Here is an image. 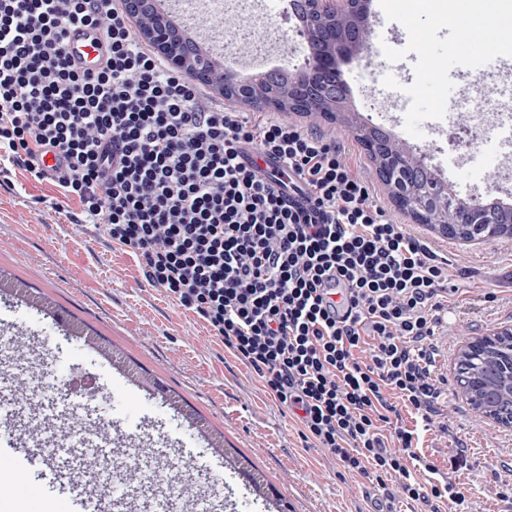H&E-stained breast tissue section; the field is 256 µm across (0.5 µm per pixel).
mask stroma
<instances>
[{"label": "stroma", "instance_id": "obj_1", "mask_svg": "<svg viewBox=\"0 0 512 512\" xmlns=\"http://www.w3.org/2000/svg\"><path fill=\"white\" fill-rule=\"evenodd\" d=\"M384 24L372 27L368 44L348 56L341 71L354 110L348 125L327 124L303 114L310 131L343 141L351 163L368 177L376 170L356 137L360 128L389 124L397 140L424 154L427 164L464 200L484 198L477 176L448 166L459 151L455 130L434 132L437 108L501 112L512 106V43L498 44L487 33L480 47L458 41L438 0H384ZM422 15L421 29L395 36L400 13ZM237 28L251 31L266 45L265 64L296 59L304 45L287 14L278 7L261 10L259 19L238 17ZM496 43V42H495ZM51 183L26 181L0 187V270L54 306L72 313L93 333L94 347L65 340L54 320L36 307L0 295V350L39 337L34 357L10 358L0 375L12 391L0 395V435L24 430L37 416L46 435L62 430V417L82 422L71 432L70 452L80 456L85 430L109 434L127 476L120 486L103 482L105 499L124 496L134 512H154L162 494L181 503L209 495L213 480L224 485L222 512H273L255 496L235 467L247 458L266 486L276 488L288 512H421L403 495L379 501L365 478L345 472L325 449L306 443L297 418L264 388L256 372L213 335L197 314L159 288L148 285L141 261L112 244L104 229L72 223L67 212L43 204L53 196ZM416 236L448 258V318L440 330L441 354L435 372L442 379L439 425L421 432L419 451L441 474L463 484L465 512H512V427L479 414L456 382L458 353L490 330L512 327V237L480 242L450 240L425 224H410ZM113 346L144 373L159 377L179 400L171 408L162 397L127 385L101 354ZM82 370L106 379L107 396L68 398L66 389L40 393L49 371ZM465 446L467 466L452 472V448ZM91 469L66 471L39 498L27 486L43 482L32 467L13 492L0 497V512H57L74 489L92 483Z\"/></svg>", "mask_w": 512, "mask_h": 512}]
</instances>
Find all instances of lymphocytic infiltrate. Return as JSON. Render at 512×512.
<instances>
[{"instance_id": "obj_1", "label": "lymphocytic infiltrate", "mask_w": 512, "mask_h": 512, "mask_svg": "<svg viewBox=\"0 0 512 512\" xmlns=\"http://www.w3.org/2000/svg\"><path fill=\"white\" fill-rule=\"evenodd\" d=\"M103 29L105 67H72L66 31ZM55 209L142 260L341 466L456 512L466 496L418 454L439 416L436 331L448 259L413 235L330 136L241 111L146 46L123 0H0V182L44 180ZM288 173L281 182L258 159ZM392 424L391 436L382 427Z\"/></svg>"}]
</instances>
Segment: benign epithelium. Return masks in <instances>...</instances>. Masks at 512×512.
Returning a JSON list of instances; mask_svg holds the SVG:
<instances>
[{"label": "benign epithelium", "mask_w": 512, "mask_h": 512, "mask_svg": "<svg viewBox=\"0 0 512 512\" xmlns=\"http://www.w3.org/2000/svg\"><path fill=\"white\" fill-rule=\"evenodd\" d=\"M310 13L311 24L301 36L311 45L308 68L283 84L278 80L259 83L239 81L236 74L225 70L221 76L209 68L177 41L161 15L149 11L147 0H131V9L139 19V34L150 42L171 65L192 70L195 79L217 89L224 98L261 108L275 104L284 110L297 107L309 115L333 124L345 121L344 113L331 103L345 98V87L336 70L337 57L362 48L369 40L367 0H302ZM361 145L374 162L376 172L388 190L393 203L406 211L414 223L431 224L444 233L465 228L472 234L487 229L497 234H512V225H504L492 211H477L468 202L443 195L445 181L424 177L427 166L404 151L385 130L373 128L358 133ZM471 388L480 394L490 412L512 421V384L501 383L490 389L475 380Z\"/></svg>", "instance_id": "benign-epithelium-1"}]
</instances>
